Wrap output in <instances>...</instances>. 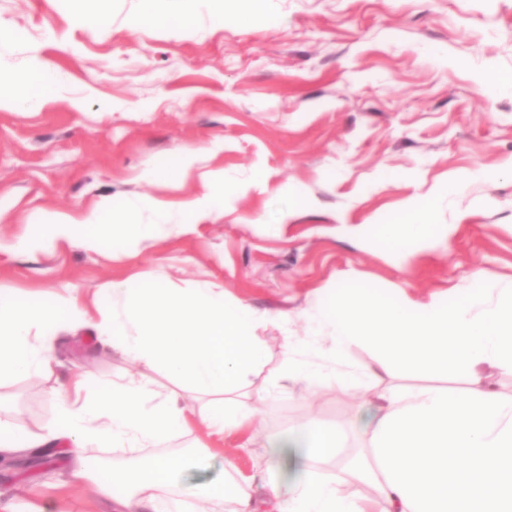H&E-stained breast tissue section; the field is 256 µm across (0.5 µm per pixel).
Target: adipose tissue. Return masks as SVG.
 <instances>
[{
    "label": "adipose tissue",
    "mask_w": 512,
    "mask_h": 512,
    "mask_svg": "<svg viewBox=\"0 0 512 512\" xmlns=\"http://www.w3.org/2000/svg\"><path fill=\"white\" fill-rule=\"evenodd\" d=\"M54 85L39 68L21 76L0 74V105H39ZM229 192L219 177L184 205L135 197L118 215L99 207L47 212L35 221L52 226L54 239L77 240L87 248L107 233L113 242L139 245L220 216ZM440 205L433 199L372 229L358 224L346 232L355 238L373 232L386 252L406 257L432 238L430 216ZM484 279L483 271H474L469 289L449 303L408 296L393 302L353 282L302 312L306 331L286 335L281 381L339 391L384 376L396 384L372 401L365 425L369 444L357 460L341 464L342 480L319 478L309 468L340 446L342 433L307 422L270 442L262 481L272 498L263 506L250 495L234 494L228 479L184 492L164 457L147 470H116L107 479L82 451L146 448L198 425L220 437L251 430L256 411L247 389L264 365L259 331L266 315L231 300L223 289L200 284L131 288L115 281L89 307L71 288L61 289L48 304L0 290V382L52 375L55 357L44 336L60 319L89 324L93 307L100 316L101 343L164 371L178 385L160 400L150 383L134 374L93 394L85 377H75L54 391L57 417L47 435L0 422V458L53 453L59 442H70L69 482L95 485L111 499L114 512H219L229 496L235 512H512V397L504 398L486 375L490 369L512 373V283L488 288ZM355 345L374 352L373 365L347 364ZM411 371L431 378L452 373L470 387L460 394L402 384ZM291 452L300 455L303 466L288 479L281 460ZM365 485L374 489V498L359 494Z\"/></svg>",
    "instance_id": "obj_1"
}]
</instances>
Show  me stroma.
<instances>
[{
    "label": "stroma",
    "instance_id": "1",
    "mask_svg": "<svg viewBox=\"0 0 512 512\" xmlns=\"http://www.w3.org/2000/svg\"><path fill=\"white\" fill-rule=\"evenodd\" d=\"M143 0H0V73L32 64L59 74L57 92L39 108H0V289L47 303L62 288L92 301L111 282L142 288L211 283L270 315L261 336L265 365L252 378L262 395L283 366L285 333L304 335L300 312L347 276L376 293L448 301L469 287L512 280V0H252L239 21L236 0L207 7L195 28L144 25ZM187 149L194 165L165 183L146 172ZM262 185H251L254 171ZM479 170L480 180H468ZM223 175L239 194L223 216L195 231L136 247L104 239L93 250L45 237L37 214L124 208L152 196L175 205L194 200ZM307 198L287 227L262 226L268 201L285 184ZM451 195L434 212L431 243L410 260L391 258L373 238L354 244L341 222L373 223L414 200ZM455 231H447V224ZM91 327L57 323L47 339L60 366L53 376L0 384V418L41 434L56 418V378L86 374L90 388L129 374L161 373L99 343ZM363 390L288 385L261 407L262 427L282 434L314 420L345 434V450L363 441ZM209 441L210 455L195 445ZM88 462L115 469L171 457L184 488L232 476L245 493L266 494L260 448L241 436L204 430L166 437L150 448H88ZM66 461L51 458L27 476L0 471V503L25 501L41 512H108L92 488L66 483Z\"/></svg>",
    "mask_w": 512,
    "mask_h": 512
}]
</instances>
